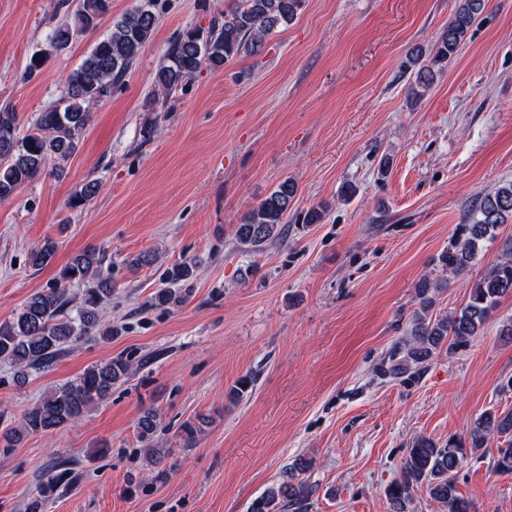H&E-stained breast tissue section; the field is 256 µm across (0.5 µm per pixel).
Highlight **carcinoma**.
<instances>
[{"label": "carcinoma", "instance_id": "cac0c4a2", "mask_svg": "<svg viewBox=\"0 0 512 512\" xmlns=\"http://www.w3.org/2000/svg\"><path fill=\"white\" fill-rule=\"evenodd\" d=\"M487 0H460L455 13L434 48L430 63L417 73V87L427 90L434 69L443 68L456 54L475 20L483 13ZM305 0H237L206 29L187 30L170 48L166 61L158 68L155 84L168 94L181 87L207 67L218 70L242 54H257L265 37L294 20ZM155 0H139L130 11L112 21V29L92 47L90 53L67 79L58 103L39 113L29 127L21 125L18 113L10 106L0 108V202H4L55 165L66 161L77 150L83 133L91 123L93 105L109 98L112 88L121 84L157 25ZM110 12V0H78L72 19L56 27L51 46L61 52L69 47L76 33L95 29ZM99 191L91 180L75 191L71 207L85 204ZM296 194L290 179L280 182L235 225L238 244L260 251L279 239L284 232V216ZM512 217V183L482 196L465 214L462 235L449 243L440 258L443 269L460 274L477 259L482 242L495 236V229ZM57 249L47 239L31 250V265H47ZM492 269L472 289L467 303L457 312L437 317L431 289L437 285L423 280L417 288L418 308L410 320L402 346L391 358L389 373L403 374L428 361L443 347L466 344L477 335L502 297L512 294V239ZM108 255L103 248H88L75 255L60 271L56 285L31 295L12 321L0 325V359L15 368L16 380L25 382L31 370L48 369L68 347L87 336L109 341L115 329L104 324L101 310L112 301L115 283L103 275ZM194 273L188 262L175 264L164 273L171 283L186 281ZM84 286L76 316L68 313L73 302L68 287ZM130 363L116 357L83 370L76 381L54 388L23 414L21 427L6 435L10 446L27 433H47L80 421L96 403L105 400L112 387L126 378ZM141 442L150 444L162 431L157 414L148 409L137 423ZM503 438L497 448L495 467L512 473V411L482 413L474 422L468 438L448 437L440 443L426 437L416 438L401 464V476L386 490L389 512H408L414 495L421 491L442 503L448 512H470L469 500L462 497L454 475L468 455L486 447L488 438ZM306 467L294 463L287 467L277 483L255 498L248 512H306L313 494L312 486L300 475ZM78 473L69 464L48 475L29 498L25 512H44L47 502L61 488L76 485Z\"/></svg>", "mask_w": 512, "mask_h": 512}]
</instances>
